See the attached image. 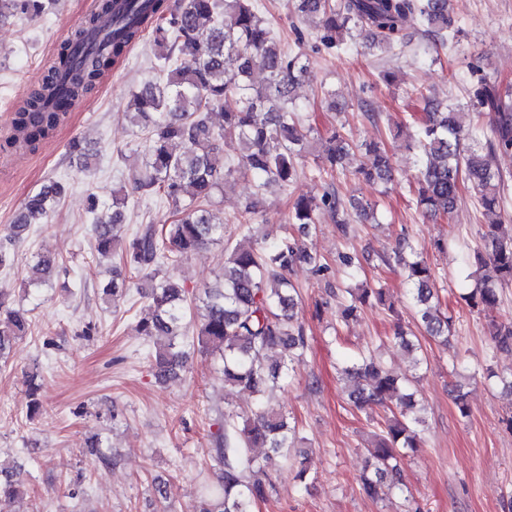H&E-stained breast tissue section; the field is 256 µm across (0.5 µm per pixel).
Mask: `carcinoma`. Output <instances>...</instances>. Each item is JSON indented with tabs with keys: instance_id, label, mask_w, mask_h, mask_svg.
Masks as SVG:
<instances>
[{
	"instance_id": "carcinoma-1",
	"label": "carcinoma",
	"mask_w": 512,
	"mask_h": 512,
	"mask_svg": "<svg viewBox=\"0 0 512 512\" xmlns=\"http://www.w3.org/2000/svg\"><path fill=\"white\" fill-rule=\"evenodd\" d=\"M451 2L294 0V9L319 17L317 38L329 49L340 48L343 35L356 29L366 33L371 49L383 51L405 46L415 29L448 40ZM44 10V0H0V22ZM104 16L112 21L107 32L100 25ZM147 35L160 48L162 80L131 94L128 117L148 132L132 177L136 189L172 205L174 220L138 230L105 292L119 300L133 287L148 302V316L135 330L152 342L160 375L174 378L185 370V339L194 332L203 350L220 357L224 386L255 397L251 417L240 422L227 415L224 431L215 436L212 461L218 481L206 488L199 507V512H254L265 495L262 476L272 455H286L302 442L288 414L270 405L268 397L307 349L306 332L298 321L300 294L289 272L298 262H314V257L286 234L270 246L234 247L227 251L223 273L193 298L172 270L182 258L224 240V221L213 220L210 207L236 178L252 177L263 192L272 186L285 188L300 177L308 131L299 123L293 92L309 78L307 56L282 45L256 0H97L94 11L60 45L47 73L14 112L6 144L33 149L49 138L65 112L93 94L112 67ZM231 69L239 80L225 79ZM256 70L265 75L264 83L252 79ZM229 96L239 103L234 111L224 110ZM423 100L426 118L418 138L416 205L426 214L449 217L462 181L478 191L488 218L486 256L478 261L491 265L495 275L477 279L463 299L473 309L492 312L501 285L512 281V228L501 224L506 196L502 175L493 164L495 152H512V104L496 85L477 78L469 108L477 114L493 113L490 137L484 141L480 127L466 125L461 113L428 96ZM217 111L221 122L215 124L212 114ZM321 147L322 171L352 165L354 174L366 180L393 179L392 158L376 142L355 145L334 129ZM361 149L371 156L368 167L354 165ZM64 192L63 184L52 182L25 201L6 242H0V268L12 262L10 244L22 239L30 225L44 223ZM126 207L124 197L113 196L106 209L91 198L89 214L99 255H112L120 242ZM350 207L364 219L372 210L371 204L359 200L346 206L335 189L318 199L300 196L286 223L307 236L317 223V212L326 210L336 216L345 236ZM403 267L415 320L429 336L448 341L453 320L441 310L431 264L412 251ZM55 269L53 258L40 257L36 270L41 278L31 279L30 285L49 280ZM346 293L349 299L340 311L345 322L356 318L369 299L385 301L383 288H348ZM28 328L24 313L10 308L0 291V358ZM489 335L495 348L512 350V322L491 323ZM341 376L352 384L349 398L358 408L393 405L398 410L369 449L374 466L357 480L363 496L378 500L401 485L402 460L418 447L416 426L425 418L410 376L394 373L375 352L345 366ZM24 494L21 473L0 463V512H19Z\"/></svg>"
}]
</instances>
